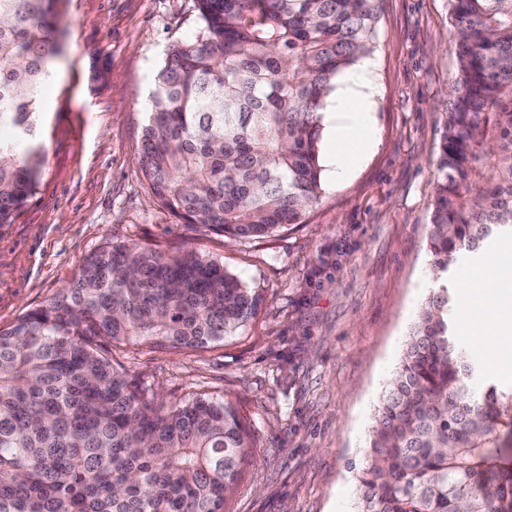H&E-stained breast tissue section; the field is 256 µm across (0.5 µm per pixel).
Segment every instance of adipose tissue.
Listing matches in <instances>:
<instances>
[{"mask_svg": "<svg viewBox=\"0 0 512 512\" xmlns=\"http://www.w3.org/2000/svg\"><path fill=\"white\" fill-rule=\"evenodd\" d=\"M468 302L465 321L478 324L482 341L512 332V311L506 300L512 296V257L500 255L490 262L488 270L480 271L465 285Z\"/></svg>", "mask_w": 512, "mask_h": 512, "instance_id": "1", "label": "adipose tissue"}]
</instances>
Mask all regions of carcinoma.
Segmentation results:
<instances>
[{
    "label": "carcinoma",
    "instance_id": "carcinoma-1",
    "mask_svg": "<svg viewBox=\"0 0 512 512\" xmlns=\"http://www.w3.org/2000/svg\"><path fill=\"white\" fill-rule=\"evenodd\" d=\"M57 0H0V224L37 187L40 94ZM457 71L427 243L438 287L383 395L355 512H512V389L459 343L448 269L512 239V0H451ZM142 133V174L182 224L229 239L298 224L319 201L337 78L374 48L380 0H195ZM261 298L218 261L113 243L49 304L0 327V512H224L254 455L234 405L149 398L103 340L205 348ZM482 377L483 390L471 382Z\"/></svg>",
    "mask_w": 512,
    "mask_h": 512
}]
</instances>
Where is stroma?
<instances>
[{
	"instance_id": "obj_1",
	"label": "stroma",
	"mask_w": 512,
	"mask_h": 512,
	"mask_svg": "<svg viewBox=\"0 0 512 512\" xmlns=\"http://www.w3.org/2000/svg\"><path fill=\"white\" fill-rule=\"evenodd\" d=\"M62 52L41 95L46 152L34 194L0 226V327L47 305L84 259L123 242L193 250L261 295L241 335L207 348H112L150 396L223 395L255 455L224 512H354L374 415L435 286L427 249L437 159L456 70L448 0H382L377 47L340 84L366 83L361 159L322 168L303 223L228 239L179 223L142 174L145 106L170 48L198 32L194 0H60ZM105 79H97L96 70ZM471 360L512 388V337Z\"/></svg>"
}]
</instances>
